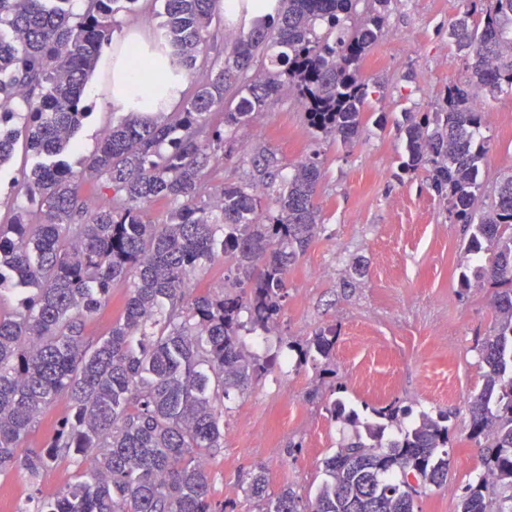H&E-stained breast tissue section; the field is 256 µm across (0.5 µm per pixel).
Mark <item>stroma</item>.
Returning a JSON list of instances; mask_svg holds the SVG:
<instances>
[{
    "mask_svg": "<svg viewBox=\"0 0 512 512\" xmlns=\"http://www.w3.org/2000/svg\"><path fill=\"white\" fill-rule=\"evenodd\" d=\"M466 0H393L388 32L363 62L362 74L383 91L371 110L386 113V127L365 124L345 145L309 128L294 94L281 90L224 144L225 158L208 172L213 188L247 177L250 155L272 150L284 171L309 156L323 168L319 201L325 228L288 273V297L277 331L245 336L249 352L273 356V372L253 380L245 393L224 401V446L209 460L212 499L224 512H258L244 490L254 469L264 468L270 493L292 487L301 498L316 494L325 458L355 434L353 425L330 420L324 403L337 396L366 419L391 401L420 413L448 407V479L428 487L418 512H460L463 488L482 469L468 440L469 403L487 372L475 349L494 320L490 288L460 292L457 280L470 258L460 225L426 185L425 171L401 170L405 139L396 128L403 112L434 111L448 83L467 80L464 61L448 41V25ZM119 28L103 50L88 84L92 114L76 134L71 166L89 155L114 106L109 65L122 63L128 44L148 46L155 17L119 13ZM494 120L481 136L487 147L482 178L495 187L512 173V92L489 100ZM366 274L343 288L355 261ZM335 326L336 351L328 368L298 364L285 341L301 342ZM321 396L309 400L311 389ZM61 466L30 481L13 466L0 472V507H20L31 487L53 497L73 476Z\"/></svg>",
    "mask_w": 512,
    "mask_h": 512,
    "instance_id": "35a3bbf8",
    "label": "stroma"
}]
</instances>
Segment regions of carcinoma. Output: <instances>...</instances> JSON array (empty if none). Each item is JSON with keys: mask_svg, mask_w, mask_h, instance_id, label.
Segmentation results:
<instances>
[{"mask_svg": "<svg viewBox=\"0 0 512 512\" xmlns=\"http://www.w3.org/2000/svg\"><path fill=\"white\" fill-rule=\"evenodd\" d=\"M361 1L369 8L356 17ZM161 3L152 51L130 44L126 60L149 77L148 95L124 99L84 174L105 182L108 205L90 207L80 176L64 159L89 116L86 87L116 15L140 0H0V167L19 138L39 161L18 184L0 224V471L18 464L29 479L67 461L74 480L54 497L39 490L20 512H224L211 501L200 463L224 447V399L245 392L273 362L244 348L243 334L271 333L288 296V272L323 230L316 157L289 176L275 154L250 158L253 178L209 187L211 161L233 133L291 86L308 124L343 144L369 119L373 87L361 64L386 34L392 0H266L231 47L210 41L221 0ZM469 80L448 83L442 104L404 113L407 160L462 225V291L492 289L494 323L476 350L489 367L470 405L467 438L484 470L467 485L460 512H512V176L485 196L480 137L485 112L476 97L512 89V0H468L448 25ZM189 80L194 92L177 112L168 99ZM235 88L237 102L224 107ZM274 209L263 211L262 196ZM164 199L161 222L146 206ZM224 257V283L190 296L189 282ZM124 285V308L104 336L85 323ZM299 362L330 363L336 328L297 345ZM68 403L45 447L16 450L40 415ZM334 421L358 423L341 398L325 404ZM349 442L324 461L314 498L291 487L271 495L259 467L245 489L259 512H415V499L448 479L453 410L421 415L374 408ZM400 436L382 443L392 425ZM91 465L80 468L83 459Z\"/></svg>", "mask_w": 512, "mask_h": 512, "instance_id": "carcinoma-1", "label": "carcinoma"}]
</instances>
